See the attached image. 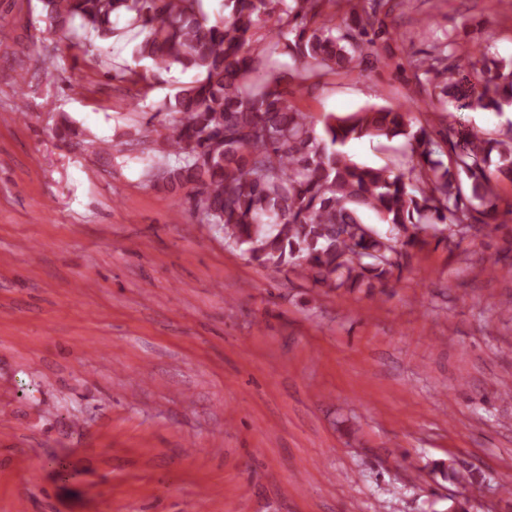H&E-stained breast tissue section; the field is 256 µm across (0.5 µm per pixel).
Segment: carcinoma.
<instances>
[{
    "instance_id": "cac0c4a2",
    "label": "carcinoma",
    "mask_w": 512,
    "mask_h": 512,
    "mask_svg": "<svg viewBox=\"0 0 512 512\" xmlns=\"http://www.w3.org/2000/svg\"><path fill=\"white\" fill-rule=\"evenodd\" d=\"M49 28L68 47L87 37L116 41L134 33L136 56L159 71H192L195 80L156 114L165 126L156 184L172 194L191 189L201 221L224 242L276 271H295L333 290L387 287L415 250L432 238L464 239L487 225L493 181H512V137L484 138L451 126L413 128L396 106L366 107L321 121L296 104L304 83L327 70L394 65L378 46L392 39V0H223L211 17L203 0H40ZM275 33L266 40L260 30ZM280 52L293 73L266 68ZM430 97L446 111L463 94L483 111L512 103V58L472 61L455 38L409 60ZM365 137H404L410 146L396 170L360 164L340 150ZM448 153V162L436 155ZM373 212L387 231L366 221ZM448 480L453 462L437 463Z\"/></svg>"
}]
</instances>
